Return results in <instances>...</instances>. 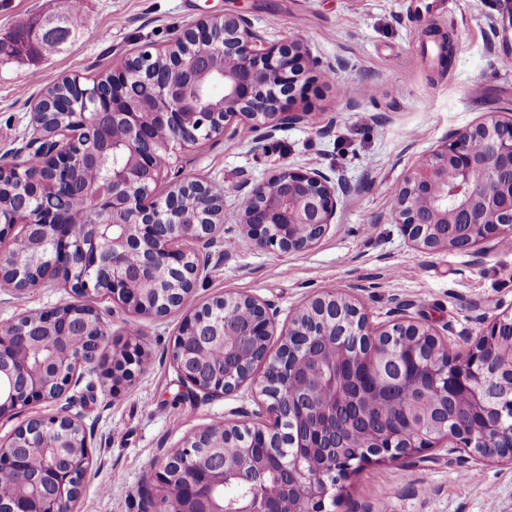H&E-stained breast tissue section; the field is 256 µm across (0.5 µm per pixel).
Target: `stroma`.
Returning a JSON list of instances; mask_svg holds the SVG:
<instances>
[{
  "instance_id": "obj_1",
  "label": "stroma",
  "mask_w": 512,
  "mask_h": 512,
  "mask_svg": "<svg viewBox=\"0 0 512 512\" xmlns=\"http://www.w3.org/2000/svg\"><path fill=\"white\" fill-rule=\"evenodd\" d=\"M69 0H0V39L22 24L54 18ZM512 0H83L80 37L39 60L0 58V164L24 146L31 101L67 74L93 83L137 50L172 44L189 24L227 14L248 19L268 43H307L317 67L306 70L294 110L309 122L284 125L263 150L250 125L180 154L184 176L224 188L223 255L210 258L193 296L201 303L227 292L257 296L280 326L315 295L355 287L372 326L396 311L436 332L452 351L472 348L512 308V241L477 250L425 251L411 245L391 215L395 187L450 133L489 114L512 115V35L500 20ZM334 71L325 76L324 65ZM351 85L374 94L346 97ZM364 123H357V113ZM317 168L333 177L336 217L311 249L257 250L239 233L240 185L265 179L281 165ZM44 285L16 296L0 290V324L20 313L70 302ZM109 335L95 368L59 400L19 409L0 430L61 411L79 415L92 456L79 512H141L140 488L161 450L239 410L257 411L250 385L220 397L186 389L172 361L185 310L136 315L110 298L91 301ZM130 354L128 376L112 378L116 358ZM512 512V467L422 448L397 461H371L341 477L326 512Z\"/></svg>"
}]
</instances>
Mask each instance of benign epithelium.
<instances>
[{
	"mask_svg": "<svg viewBox=\"0 0 512 512\" xmlns=\"http://www.w3.org/2000/svg\"><path fill=\"white\" fill-rule=\"evenodd\" d=\"M163 52L126 57L107 82L66 78L70 95L31 103L25 149L41 159L0 166V280L16 292L47 283L75 300L23 313L0 327V420L34 399L58 400L97 363L104 321L84 298L106 295L136 314L163 317L191 296L213 250L224 244V187L181 178L173 153L237 121L256 130L306 120L291 104L309 53L299 40L268 44L242 17L202 19ZM151 85L144 97L122 93L132 72ZM112 128V150L125 162L103 183L79 172L97 162L96 135ZM168 184L166 195L155 191ZM89 201L79 232L53 209L32 202L56 194ZM336 181L320 170L282 165L248 185L239 224L259 250L301 252L336 216ZM393 223L427 251L472 250L512 240V118L495 115L455 131L404 176ZM237 307L230 325L207 315ZM512 311L502 313L474 348L451 356L433 329L394 319L378 331L348 293L313 297L277 331L264 301L225 294L184 320L172 360L182 384L207 396L250 383L264 398L268 422L209 426L157 457L147 477L144 512H323L337 477L372 458L395 460L418 448L461 446L512 465ZM280 335L278 342L271 339ZM220 349L224 365L206 361ZM364 359L372 370L354 418L342 364ZM412 374L434 397L411 404L394 387ZM461 394L448 424L444 404ZM92 463L82 422L69 414L34 418L0 435V469L21 475L11 512H77Z\"/></svg>",
	"mask_w": 512,
	"mask_h": 512,
	"instance_id": "benign-epithelium-1",
	"label": "benign epithelium"
}]
</instances>
